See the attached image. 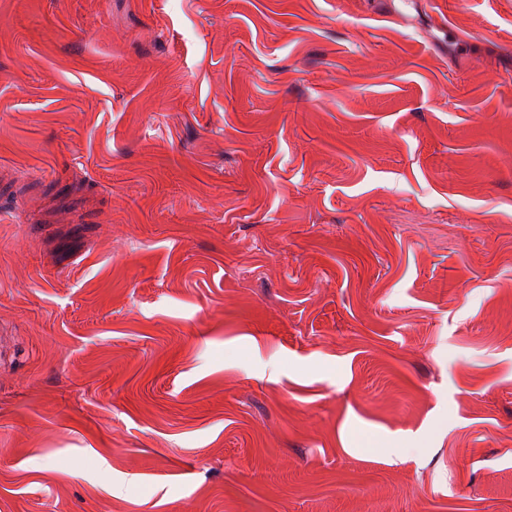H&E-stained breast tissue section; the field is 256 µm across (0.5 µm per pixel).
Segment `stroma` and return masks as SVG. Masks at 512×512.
<instances>
[{
  "mask_svg": "<svg viewBox=\"0 0 512 512\" xmlns=\"http://www.w3.org/2000/svg\"><path fill=\"white\" fill-rule=\"evenodd\" d=\"M0 512H512V0H0Z\"/></svg>",
  "mask_w": 512,
  "mask_h": 512,
  "instance_id": "stroma-1",
  "label": "stroma"
}]
</instances>
